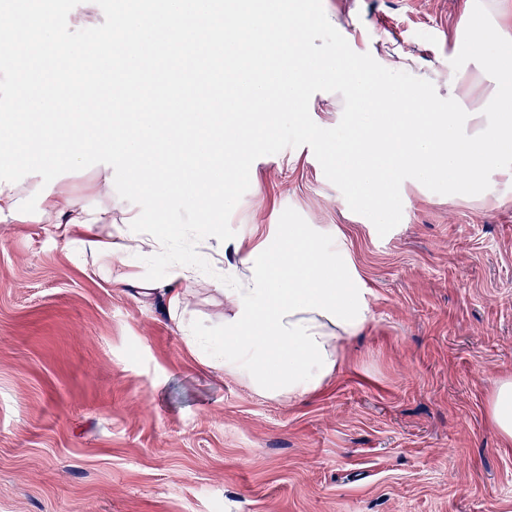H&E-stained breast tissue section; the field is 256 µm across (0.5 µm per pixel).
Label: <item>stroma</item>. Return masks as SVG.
I'll return each mask as SVG.
<instances>
[{
  "instance_id": "35a3bbf8",
  "label": "stroma",
  "mask_w": 512,
  "mask_h": 512,
  "mask_svg": "<svg viewBox=\"0 0 512 512\" xmlns=\"http://www.w3.org/2000/svg\"><path fill=\"white\" fill-rule=\"evenodd\" d=\"M113 0H57L60 40L92 43ZM338 20L313 51L446 94L463 0H300ZM345 80L310 90L311 112L246 140L226 240L312 224L337 234L372 316L344 341L326 386L274 401L204 366L169 318L168 270L152 256L101 270L39 218L47 179L0 158L20 218L0 222V512H512V448L487 421L512 373V185L498 203L405 184L387 225L344 208L347 181L324 161L345 126ZM155 223L148 193L112 173V221ZM200 268L185 321L220 336L230 309ZM152 296H138L140 283Z\"/></svg>"
}]
</instances>
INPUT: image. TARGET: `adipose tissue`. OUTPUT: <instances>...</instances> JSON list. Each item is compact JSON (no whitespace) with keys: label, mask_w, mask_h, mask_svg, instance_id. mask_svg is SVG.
Returning <instances> with one entry per match:
<instances>
[{"label":"adipose tissue","mask_w":512,"mask_h":512,"mask_svg":"<svg viewBox=\"0 0 512 512\" xmlns=\"http://www.w3.org/2000/svg\"><path fill=\"white\" fill-rule=\"evenodd\" d=\"M505 2L465 0L455 49L476 69L468 84L450 71L443 100L424 82L409 89L368 66L346 68L341 51L312 55L308 36L317 21L292 0H116L111 26L88 46L59 40L53 11L41 5L1 12L0 43L34 65L13 72L5 89L0 155L22 149L47 174L91 154L105 158L87 198L55 181L40 196V213L65 245L94 238L107 269L144 244L167 253L179 233L172 224H113V169L127 184L155 186L157 206L184 199L197 218L191 232L208 230L213 253L236 257L228 277L209 282L232 311L217 349L220 369L265 398L295 400L335 375L343 341L362 330L371 310L344 253L311 225H289L274 245L225 242L213 219L235 202L243 148L237 119H249L251 138L264 137L274 106L306 111L310 87L342 75L358 90L345 106L352 133L337 139L326 160L350 184L349 204L373 223H391L396 188L407 181L444 183L449 198L488 202L496 184L512 183V12ZM216 58L225 64L223 96L201 112L181 109V83ZM115 80L123 92L109 118L98 119L102 88ZM23 117L34 124L18 143L8 131ZM487 416L501 443L512 446V375L494 382Z\"/></svg>","instance_id":"obj_1"}]
</instances>
